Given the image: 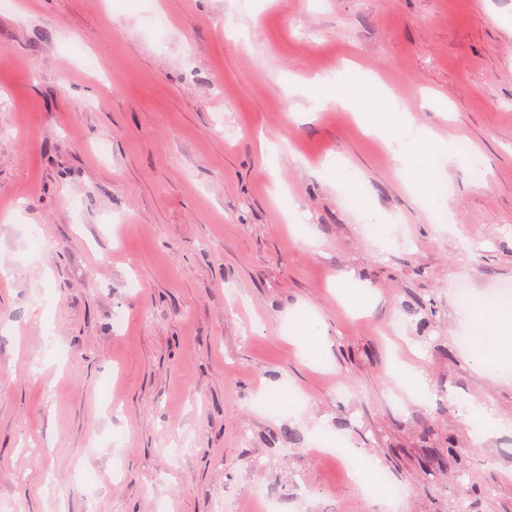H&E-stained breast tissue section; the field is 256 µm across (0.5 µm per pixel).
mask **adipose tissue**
I'll list each match as a JSON object with an SVG mask.
<instances>
[{
	"label": "adipose tissue",
	"mask_w": 512,
	"mask_h": 512,
	"mask_svg": "<svg viewBox=\"0 0 512 512\" xmlns=\"http://www.w3.org/2000/svg\"><path fill=\"white\" fill-rule=\"evenodd\" d=\"M350 75L335 83H320L322 93L336 96L353 107L361 122L386 142L394 160L407 172L417 193L439 202L435 188V160L444 144L432 133L416 128L412 118L399 112L384 92L357 93ZM462 330L470 340L474 365L501 378L512 377V303L489 304L467 314Z\"/></svg>",
	"instance_id": "ef3b65f1"
}]
</instances>
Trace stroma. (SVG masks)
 <instances>
[{
  "label": "stroma",
  "mask_w": 512,
  "mask_h": 512,
  "mask_svg": "<svg viewBox=\"0 0 512 512\" xmlns=\"http://www.w3.org/2000/svg\"><path fill=\"white\" fill-rule=\"evenodd\" d=\"M345 64L473 151L439 159L446 220L313 88ZM0 267L19 512H375L316 445L337 438L382 460L399 512H512V431L461 417L512 419V381L473 366L455 293L512 290V0H11ZM308 312L328 356L290 339ZM451 445L457 470H427Z\"/></svg>",
  "instance_id": "obj_1"
}]
</instances>
